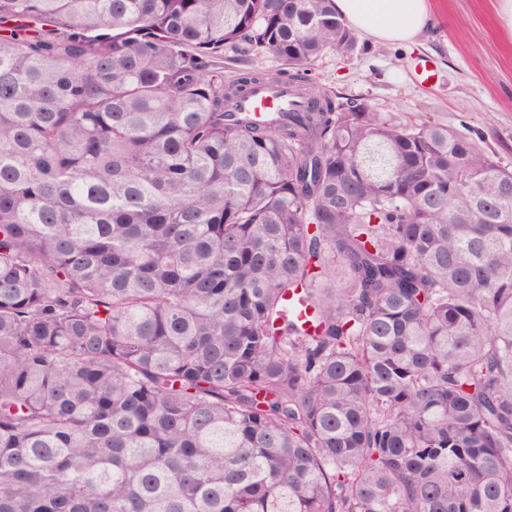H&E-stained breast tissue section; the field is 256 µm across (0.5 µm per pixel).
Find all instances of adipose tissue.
Wrapping results in <instances>:
<instances>
[{
    "label": "adipose tissue",
    "instance_id": "obj_1",
    "mask_svg": "<svg viewBox=\"0 0 512 512\" xmlns=\"http://www.w3.org/2000/svg\"><path fill=\"white\" fill-rule=\"evenodd\" d=\"M334 6L354 31L397 47L415 44L433 22L431 0H334Z\"/></svg>",
    "mask_w": 512,
    "mask_h": 512
}]
</instances>
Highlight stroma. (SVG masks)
Wrapping results in <instances>:
<instances>
[{"mask_svg": "<svg viewBox=\"0 0 512 512\" xmlns=\"http://www.w3.org/2000/svg\"><path fill=\"white\" fill-rule=\"evenodd\" d=\"M498 0H432L435 22L408 49L358 35L353 50L325 53L308 73L319 87L400 123H438L512 168V35ZM436 71L419 83L415 65Z\"/></svg>", "mask_w": 512, "mask_h": 512, "instance_id": "obj_1", "label": "stroma"}]
</instances>
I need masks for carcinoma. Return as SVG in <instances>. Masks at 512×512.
Listing matches in <instances>:
<instances>
[{
  "mask_svg": "<svg viewBox=\"0 0 512 512\" xmlns=\"http://www.w3.org/2000/svg\"><path fill=\"white\" fill-rule=\"evenodd\" d=\"M355 42L333 0H0V512H512V170L311 86ZM245 59V61H243ZM247 68H259L270 72H276L287 68L283 63L270 53L251 54L243 57L234 51H227L224 54V78H230L239 70ZM302 102L303 99L291 84L261 85L252 89L247 97L235 101L228 112L259 118L268 113L301 112Z\"/></svg>",
  "mask_w": 512,
  "mask_h": 512,
  "instance_id": "carcinoma-1",
  "label": "carcinoma"
}]
</instances>
